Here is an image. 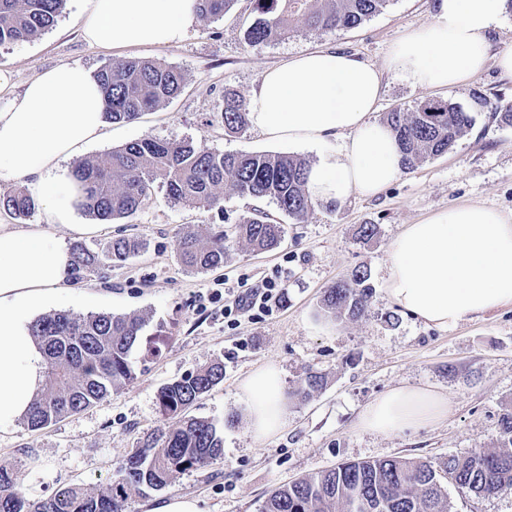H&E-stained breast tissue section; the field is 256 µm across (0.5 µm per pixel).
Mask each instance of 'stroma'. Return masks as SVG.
Instances as JSON below:
<instances>
[{
    "label": "stroma",
    "instance_id": "stroma-1",
    "mask_svg": "<svg viewBox=\"0 0 512 512\" xmlns=\"http://www.w3.org/2000/svg\"><path fill=\"white\" fill-rule=\"evenodd\" d=\"M85 6V0H66L52 29L0 46V69L12 74L11 86L0 91V108L38 73L62 63L98 69L116 60H156L183 73L181 93L135 121L109 124L106 136L91 144L85 157L150 135L190 140L216 152L281 153L314 163L317 147L271 141L249 125L235 133L225 130L219 120L225 88L250 98L263 69L314 49L351 53L384 66L407 31L431 20L436 0H388L356 28L311 30L298 24L285 38L256 46L244 40L256 18L253 0H234L223 17L198 20L178 45L140 49L85 42L75 24ZM476 92L512 105V80L491 64L439 96L467 108ZM430 96L402 76L386 74L372 119L383 122L396 108L412 111ZM475 118L448 153L403 172L376 196L315 207L301 223L272 200L230 190L224 193L223 211L217 212L173 203L159 189L127 224L100 225L82 236L73 227L91 218L74 210L72 226L56 228L67 245L93 247L121 232L143 248L123 266L74 280L50 312L144 315V336L157 343L160 353L136 362L134 379L104 401L41 431L19 422L0 434V465L20 467L23 488L32 498L69 485L102 491L118 462L156 425L158 390L215 361L224 365V380L191 413L217 426L224 438L223 456L177 475L162 491L131 494L128 512H149L174 494L198 499L202 512H260L272 489L341 462L403 457L424 461L440 473L449 456L501 447L499 419L512 409V307L445 330L404 313L388 299L384 286L389 247L405 225L461 203L512 213V126L486 110ZM258 210L282 225L279 247L259 252L237 244L216 270L195 272L183 266L175 243L182 225L219 223L229 231ZM363 224L376 225L371 240L360 238ZM359 266L367 268L373 287L366 313L354 320L326 317L320 308L324 290ZM276 273L283 279V295L272 314L256 311L230 324L219 305L202 303L203 296L221 286L239 294ZM270 362L281 370L284 391L297 387L311 371L323 376L324 386L306 400L287 399L281 433L260 442L249 432L248 411L238 393L249 375ZM396 387L437 389L448 399L447 415L403 434L357 429L359 411Z\"/></svg>",
    "mask_w": 512,
    "mask_h": 512
}]
</instances>
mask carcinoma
<instances>
[{"label":"carcinoma","instance_id":"1","mask_svg":"<svg viewBox=\"0 0 512 512\" xmlns=\"http://www.w3.org/2000/svg\"><path fill=\"white\" fill-rule=\"evenodd\" d=\"M233 0H197L204 19L219 18ZM258 14L245 33L250 46L287 36L294 22L312 30L350 29L379 12L387 0H253ZM65 0H0V45L31 40L54 26ZM106 102V119L130 122L175 98L184 86L176 67L147 60H118L98 70ZM248 108L233 91L224 90L220 113L224 128L246 124ZM385 123L403 152V169L413 170L425 158L448 152L474 125V113L443 99H427L412 112L393 110ZM309 163L300 157L270 152L218 153L190 140L168 141L146 136L124 147L75 165L72 175L82 189L80 206L94 220L110 224L130 218L163 188L177 203L224 212V189L254 199L268 198L301 223L316 203L307 190ZM0 207L20 219L30 217L34 199L22 187L0 195ZM282 225L259 212L234 227L236 239L254 250L276 248ZM230 238L213 224L182 227L176 249L182 264L206 272L224 264ZM139 242L117 236L98 249L73 248L78 275L101 267H119L138 252ZM373 287L368 271L355 268L341 284L327 288L321 309L334 318H355L366 311ZM146 320L135 314L56 312L33 321L32 335L45 354L49 385L23 418L32 431L107 398L134 375L132 354L142 360L159 348L142 342ZM224 381V364L213 363L160 388L158 425L120 460L105 490L95 494L71 485L40 499L22 491L15 467L0 466V512H127L134 491H161L173 478L198 470L224 454L216 426L190 415L205 394ZM323 386L309 373L289 395L304 400ZM504 449L476 450L448 457L451 483L477 497L512 492V410L499 420ZM370 501L371 512H451L435 471L423 461L403 458L345 462L272 490L262 512H359L355 501Z\"/></svg>","mask_w":512,"mask_h":512}]
</instances>
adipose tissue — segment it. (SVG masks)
I'll list each match as a JSON object with an SVG mask.
<instances>
[{
	"instance_id": "1",
	"label": "adipose tissue",
	"mask_w": 512,
	"mask_h": 512,
	"mask_svg": "<svg viewBox=\"0 0 512 512\" xmlns=\"http://www.w3.org/2000/svg\"><path fill=\"white\" fill-rule=\"evenodd\" d=\"M505 9L506 0H439L431 21L396 44L381 68L332 49L294 55L260 73L250 121L291 143L321 145L344 135L340 149L323 152L311 167L308 192L323 204L374 196L402 171L393 131L371 119L385 72L423 89H448L491 62L512 79V48L488 56V36ZM196 21V0H87L76 18L88 44L126 48L176 45ZM105 108L95 70L80 64L43 70L0 108V183L26 181L49 217L24 228L0 224V432L25 416L44 386V358L30 325L73 273L72 253L52 227L68 222L76 187L49 175L103 136ZM385 288L401 310L446 329L512 306V215L462 204L407 225L390 245ZM240 396L252 436L277 434L286 411L276 365L245 380ZM447 409L434 391L398 388L368 403L356 425L395 434Z\"/></svg>"
}]
</instances>
